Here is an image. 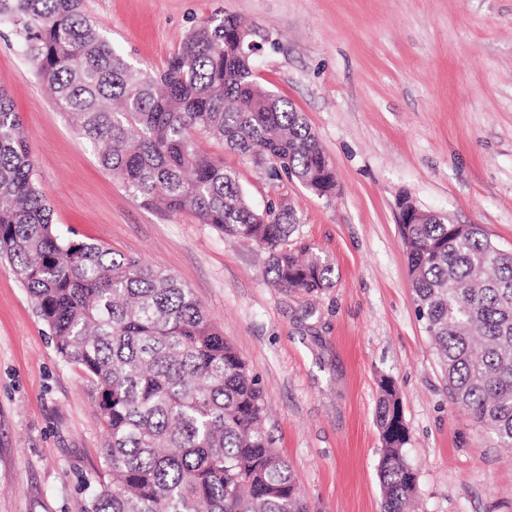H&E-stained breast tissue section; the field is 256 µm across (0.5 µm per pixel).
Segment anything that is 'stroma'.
<instances>
[{
  "label": "stroma",
  "mask_w": 512,
  "mask_h": 512,
  "mask_svg": "<svg viewBox=\"0 0 512 512\" xmlns=\"http://www.w3.org/2000/svg\"><path fill=\"white\" fill-rule=\"evenodd\" d=\"M118 53L158 71L186 35L254 26L258 84L301 112L336 169L321 199L199 137L252 206L287 201L333 261L321 293L273 288L254 244L146 205L65 121L0 22V88L26 130L53 221L174 273L265 389L266 428L308 512H382L381 376L398 388L417 471L412 512H512V454L449 396L416 312L398 202L476 224L512 251V0H82ZM98 393L59 358L0 262V512H80L105 432Z\"/></svg>",
  "instance_id": "obj_1"
}]
</instances>
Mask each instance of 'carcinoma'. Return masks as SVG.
Masks as SVG:
<instances>
[{"label": "carcinoma", "instance_id": "carcinoma-1", "mask_svg": "<svg viewBox=\"0 0 512 512\" xmlns=\"http://www.w3.org/2000/svg\"><path fill=\"white\" fill-rule=\"evenodd\" d=\"M26 55L102 166L149 205L268 253L274 288L315 294L335 267L294 237L293 208H253L235 173L202 152L207 135L271 163L319 198L336 170L286 98L259 87L253 31L232 16L192 30L159 73L132 65L81 0H0ZM416 312L452 399L512 450V253L475 224L430 212L400 225ZM0 258L34 302L63 362L98 392L106 431L82 512H307L264 427L265 394L224 332L174 274L62 230L34 178L20 116L0 91ZM383 512H407L417 474L393 380L379 381Z\"/></svg>", "mask_w": 512, "mask_h": 512}]
</instances>
